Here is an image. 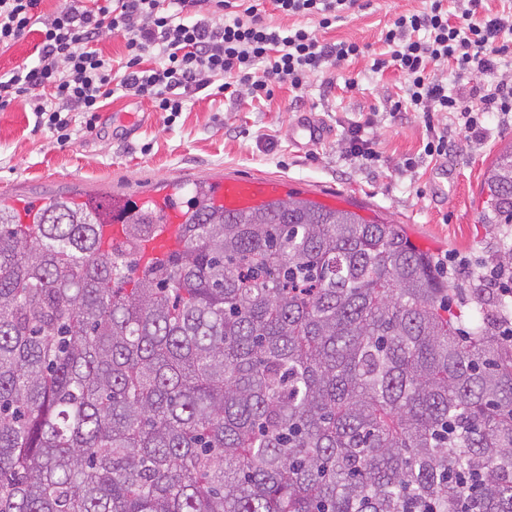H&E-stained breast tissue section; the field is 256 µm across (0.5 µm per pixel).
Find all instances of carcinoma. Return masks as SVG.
Returning a JSON list of instances; mask_svg holds the SVG:
<instances>
[{
	"instance_id": "cac0c4a2",
	"label": "carcinoma",
	"mask_w": 512,
	"mask_h": 512,
	"mask_svg": "<svg viewBox=\"0 0 512 512\" xmlns=\"http://www.w3.org/2000/svg\"><path fill=\"white\" fill-rule=\"evenodd\" d=\"M512 224V145L481 184ZM0 199V512H512L503 305L403 224L299 197L224 213ZM490 264L512 272V249ZM143 201L161 208L164 213L163 224H160L157 234L141 246L140 260L142 264H147L163 259L180 248L182 213L177 205L161 196L145 197Z\"/></svg>"
}]
</instances>
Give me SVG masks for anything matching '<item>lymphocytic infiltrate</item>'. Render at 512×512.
Segmentation results:
<instances>
[{
    "label": "lymphocytic infiltrate",
    "instance_id": "1",
    "mask_svg": "<svg viewBox=\"0 0 512 512\" xmlns=\"http://www.w3.org/2000/svg\"><path fill=\"white\" fill-rule=\"evenodd\" d=\"M42 0H0V51L30 31L39 42L34 60L0 74V108L24 99L38 126L71 141L72 115L96 114L115 92L149 100L156 111L178 115L190 92L216 88L225 99L271 97L275 87L305 88L311 77L364 56L355 41L328 42L318 35L340 21L357 0H272L289 17L265 21L249 0H74L50 14ZM482 0H429L421 11L398 15L383 34L390 49L373 70L393 66L405 79L390 112H420L426 120L424 155L448 154L460 126L482 140L493 125L512 120V75L469 96L448 91L449 78L512 62V10L480 18ZM122 38L125 60L114 66L99 48L103 32ZM448 115L434 125V113Z\"/></svg>",
    "mask_w": 512,
    "mask_h": 512
}]
</instances>
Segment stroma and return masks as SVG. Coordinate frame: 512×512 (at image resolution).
Here are the masks:
<instances>
[{
	"mask_svg": "<svg viewBox=\"0 0 512 512\" xmlns=\"http://www.w3.org/2000/svg\"><path fill=\"white\" fill-rule=\"evenodd\" d=\"M426 0H358L348 17L326 33L327 40L367 44L364 57L333 73L312 78L304 93L277 88L272 98L230 103L223 95L189 94L174 122L150 103L112 98L94 130L72 124V141L59 146L48 129L35 125L25 101L0 109V195L34 198L74 190L117 205L137 203L179 182L212 181L227 172L287 178L303 198L339 197L340 208L368 221L407 225L414 244L458 274V260L482 266L490 232L482 222L481 182L491 158L512 141V127L501 126L475 142L452 133L448 156H424L422 113L394 117L390 101L403 86L395 68L375 72L374 58L387 57L382 28L398 14L423 9ZM356 79L347 89L346 79ZM141 114L135 134H127L114 115ZM314 118L325 136L304 148L291 135L299 119ZM382 155L376 167L360 166L344 149L352 123ZM417 165L405 170L407 158Z\"/></svg>",
	"mask_w": 512,
	"mask_h": 512,
	"instance_id": "35a3bbf8",
	"label": "stroma"
}]
</instances>
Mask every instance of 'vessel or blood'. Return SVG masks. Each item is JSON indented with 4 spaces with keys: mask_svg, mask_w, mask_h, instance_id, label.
<instances>
[{
    "mask_svg": "<svg viewBox=\"0 0 512 512\" xmlns=\"http://www.w3.org/2000/svg\"><path fill=\"white\" fill-rule=\"evenodd\" d=\"M288 194L287 184L277 177H252L239 174L225 175L213 195L216 206L228 213L257 207L271 199H282ZM153 205L162 209L164 220L156 235L141 246L142 263L163 259L181 246L180 228L182 213L177 205L161 196L152 197Z\"/></svg>",
    "mask_w": 512,
    "mask_h": 512,
    "instance_id": "vessel-or-blood-1",
    "label": "vessel or blood"
}]
</instances>
